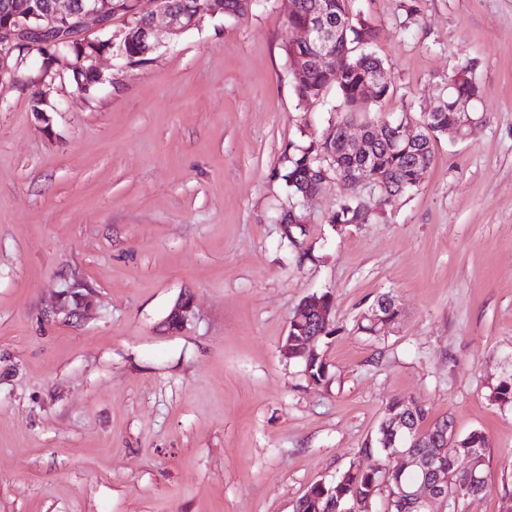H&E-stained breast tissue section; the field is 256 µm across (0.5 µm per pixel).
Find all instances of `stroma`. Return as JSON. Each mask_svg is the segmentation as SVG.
<instances>
[{
    "mask_svg": "<svg viewBox=\"0 0 512 512\" xmlns=\"http://www.w3.org/2000/svg\"><path fill=\"white\" fill-rule=\"evenodd\" d=\"M352 10L393 87L362 116L425 132L468 65L486 120L435 139L414 191L381 205L362 187L371 223H331L328 178L294 247L278 173L341 106L295 97L282 0L161 34L148 63L100 61L94 93L65 73L43 122L25 80H0V512H293L313 482L371 465L394 401L487 436L488 491L465 512H504L512 409L489 394L512 357V0ZM76 276L97 292L78 320L53 310ZM187 293L193 317L166 330ZM316 293L334 329L318 384L281 352ZM383 294L398 321L367 332Z\"/></svg>",
    "mask_w": 512,
    "mask_h": 512,
    "instance_id": "obj_1",
    "label": "stroma"
}]
</instances>
